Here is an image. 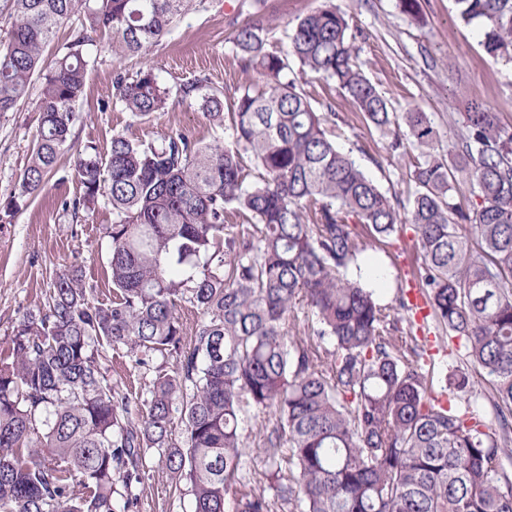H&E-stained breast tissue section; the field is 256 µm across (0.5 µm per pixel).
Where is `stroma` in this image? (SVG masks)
I'll return each instance as SVG.
<instances>
[{
    "mask_svg": "<svg viewBox=\"0 0 512 512\" xmlns=\"http://www.w3.org/2000/svg\"><path fill=\"white\" fill-rule=\"evenodd\" d=\"M253 0H204L177 22L171 35L135 54L113 48L106 39L90 48L85 89L77 105L71 139L75 148L92 143L108 152L113 135L136 142H157L183 132L204 143L221 134L206 117L200 100L179 97V84L197 78L223 92L232 103L243 86L258 81L255 71H243L231 37L251 19L260 22L266 51L286 55L289 36L298 21L321 7L324 0H265L254 11ZM345 13L364 75L389 101L393 111L417 108L427 112L443 144L454 135L451 113L465 99L483 102L512 127V62L490 59L473 27L458 21L454 0H420L422 22L402 14L397 0H333ZM153 69L173 94L165 112L140 118L113 99L116 75ZM298 85L314 105L332 104L343 121L335 130L337 145L353 156L388 194L406 195L409 155L392 153L387 140L357 111L351 100L329 79L294 66ZM39 115L31 102L0 115V361L22 316L44 306L56 275L79 270L91 301L113 298L110 242L104 227L112 208L98 202L93 212L73 219L65 204L81 192L75 176L73 151L62 152L38 196L23 193L20 175L29 159ZM411 224L382 239L370 255L387 286L382 302H391L401 281L417 266ZM98 363L110 384L128 390L133 401L148 396L157 369L173 371L175 357L155 355L153 369L136 367L124 349L103 346ZM134 512H190L191 503L171 487L157 449L146 455V477L138 485Z\"/></svg>",
    "mask_w": 512,
    "mask_h": 512,
    "instance_id": "35a3bbf8",
    "label": "stroma"
}]
</instances>
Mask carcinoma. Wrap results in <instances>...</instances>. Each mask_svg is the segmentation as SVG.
<instances>
[{
	"label": "carcinoma",
	"mask_w": 512,
	"mask_h": 512,
	"mask_svg": "<svg viewBox=\"0 0 512 512\" xmlns=\"http://www.w3.org/2000/svg\"><path fill=\"white\" fill-rule=\"evenodd\" d=\"M0 41V114L37 91L38 136L21 186L33 194L65 150H75L82 193L72 217L112 206L106 225L116 296L93 303L76 272L58 275L48 307L29 312L0 364V512H131L147 450H161L191 512H512V130L482 103H465L454 153L418 109L396 113L356 64L346 16L331 2L290 36L300 65L336 82L357 110L420 148L409 161L413 190L387 196L338 149L320 112L291 77L288 57L264 50L258 24L232 38L243 70L265 82L243 88L233 111L181 84L232 141L201 144L184 133L157 143L112 136L107 154L73 148L70 131L89 65L92 34L138 52L172 33L196 0H9ZM487 55L512 61V0H455ZM81 11L88 23L53 62L43 49ZM115 102L150 117L171 90L151 69L117 75ZM260 170L248 180L246 162ZM479 199L464 209L454 184ZM414 224V278L430 309L414 319L404 289L382 303L349 277L372 240ZM360 224L364 235L355 230ZM184 303L202 311L183 348ZM464 347L491 391L472 390L466 369L427 353L418 331ZM124 347L138 367L159 353L150 397L129 394L98 369L99 347ZM463 404L434 394L437 383ZM484 398L497 426L474 407ZM257 432L269 489L250 488L243 425ZM180 431H175V420ZM288 462L283 469L282 462Z\"/></svg>",
	"instance_id": "1"
}]
</instances>
